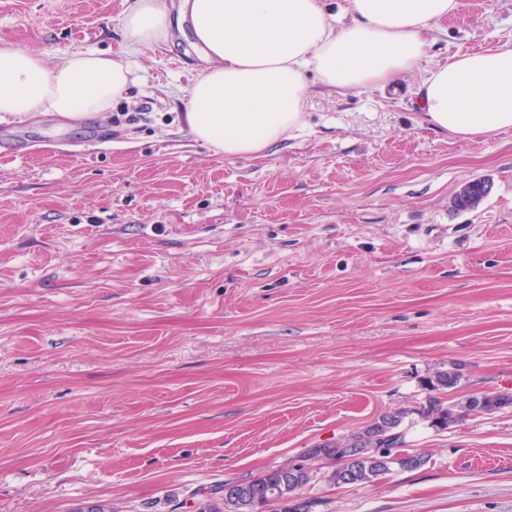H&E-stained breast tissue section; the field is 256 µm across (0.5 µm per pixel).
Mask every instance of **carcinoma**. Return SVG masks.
<instances>
[{"mask_svg":"<svg viewBox=\"0 0 512 512\" xmlns=\"http://www.w3.org/2000/svg\"><path fill=\"white\" fill-rule=\"evenodd\" d=\"M481 398L486 403L484 409L472 404L476 396L471 394L461 402H451L447 405L440 397L430 396L421 410V415L429 419L432 426L445 429L468 415L485 414L504 407H512V392L509 391H487ZM403 418L404 413L401 411L387 412L379 416L368 428L349 437V440L353 441L350 453L344 444L334 448H310L307 457H334L339 460L340 464L330 475V480L339 486L342 485L347 471L351 474L347 485L355 486L380 480L394 465L406 471L416 470L425 463V457L401 450L405 445V436L401 430ZM381 448L390 455L397 454V458L379 456L378 450ZM284 479L288 480L289 502L284 504L276 500H265L263 492L266 487L272 483L278 484ZM311 480L309 468L303 465L295 468L288 464L268 469L257 477L240 479L236 484L244 486L246 494L233 502L232 512H259V509L272 505L278 506L280 512H311V500L301 494V489Z\"/></svg>","mask_w":512,"mask_h":512,"instance_id":"carcinoma-1","label":"carcinoma"}]
</instances>
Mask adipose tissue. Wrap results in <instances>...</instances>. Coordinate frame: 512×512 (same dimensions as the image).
Segmentation results:
<instances>
[{
  "label": "adipose tissue",
  "mask_w": 512,
  "mask_h": 512,
  "mask_svg": "<svg viewBox=\"0 0 512 512\" xmlns=\"http://www.w3.org/2000/svg\"><path fill=\"white\" fill-rule=\"evenodd\" d=\"M459 0H132L121 19L135 45L191 29L205 69L192 83L191 133L224 155L258 156L301 128L308 75L346 95L423 70L430 127L476 140L512 129V41L425 67L431 36ZM122 56L73 51L55 62L0 42V122L42 112L79 122L107 112L131 81Z\"/></svg>",
  "instance_id": "obj_1"
}]
</instances>
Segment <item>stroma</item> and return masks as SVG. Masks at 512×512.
<instances>
[{"label": "stroma", "instance_id": "35a3bbf8", "mask_svg": "<svg viewBox=\"0 0 512 512\" xmlns=\"http://www.w3.org/2000/svg\"><path fill=\"white\" fill-rule=\"evenodd\" d=\"M129 3L0 0V40L111 54ZM190 40L131 56L106 116L0 123V512H197L293 463L314 512H512V408L420 414L442 372L447 401L512 391V130L430 128L418 71L313 78L303 127L228 157L185 122ZM511 40L512 0H461L425 63ZM394 411L421 468L306 460Z\"/></svg>", "mask_w": 512, "mask_h": 512}]
</instances>
